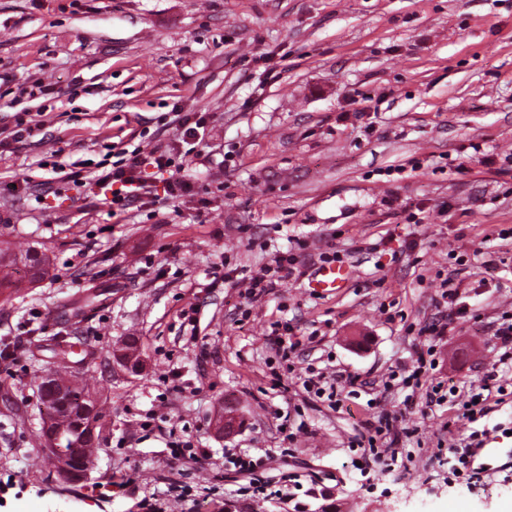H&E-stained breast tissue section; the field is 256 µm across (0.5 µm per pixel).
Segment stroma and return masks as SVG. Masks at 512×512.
<instances>
[{
    "mask_svg": "<svg viewBox=\"0 0 512 512\" xmlns=\"http://www.w3.org/2000/svg\"><path fill=\"white\" fill-rule=\"evenodd\" d=\"M40 81L50 98L18 96ZM207 121L182 158L194 190L113 214L75 180L112 148L170 142L172 110ZM39 117L11 140L15 116ZM493 155L474 163L475 151ZM72 174L52 173L53 155ZM232 167H225V155ZM0 243L41 247L45 278L0 290V512H286L238 494L225 449L293 472L306 512H512V367L492 323L512 312V0H0ZM418 211L420 223L407 221ZM338 250L350 288L310 291L313 265L246 303L245 274L289 241ZM468 312L434 348L443 389L498 366L502 393L479 478L429 455L453 419L446 397L406 409L394 387L369 406L300 394L270 369L271 327L290 323L301 365L381 380L411 366L457 258ZM234 267L226 275V267ZM103 303L86 306L94 287ZM92 352L103 451L68 483L37 438L38 391L58 338ZM140 339L139 373L113 353ZM412 434L409 467L363 477L350 442L373 409ZM193 448L209 459L190 460Z\"/></svg>",
    "mask_w": 512,
    "mask_h": 512,
    "instance_id": "stroma-1",
    "label": "stroma"
}]
</instances>
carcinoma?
Listing matches in <instances>:
<instances>
[{
  "label": "carcinoma",
  "mask_w": 512,
  "mask_h": 512,
  "mask_svg": "<svg viewBox=\"0 0 512 512\" xmlns=\"http://www.w3.org/2000/svg\"><path fill=\"white\" fill-rule=\"evenodd\" d=\"M21 264L27 273L28 282H38L49 268V257L44 253L28 249L16 258L6 249H0V267ZM75 344L58 345L54 350V360L49 372L41 377L42 382H51L62 391L59 398L50 397L46 389H41V403L45 408L41 437L46 441H56L53 451L66 459L69 479L84 480L94 470V461L86 459V449L98 453L95 440L89 430L90 414L101 415L97 395L99 387L90 382L86 372L74 367L71 360Z\"/></svg>",
  "instance_id": "obj_1"
}]
</instances>
